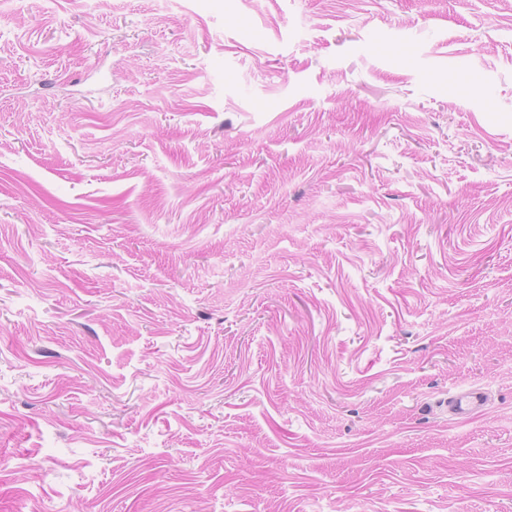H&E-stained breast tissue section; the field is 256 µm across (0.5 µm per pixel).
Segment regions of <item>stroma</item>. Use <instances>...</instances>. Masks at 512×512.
<instances>
[{
	"label": "stroma",
	"instance_id": "35a3bbf8",
	"mask_svg": "<svg viewBox=\"0 0 512 512\" xmlns=\"http://www.w3.org/2000/svg\"><path fill=\"white\" fill-rule=\"evenodd\" d=\"M0 512H512V0H0Z\"/></svg>",
	"mask_w": 512,
	"mask_h": 512
}]
</instances>
